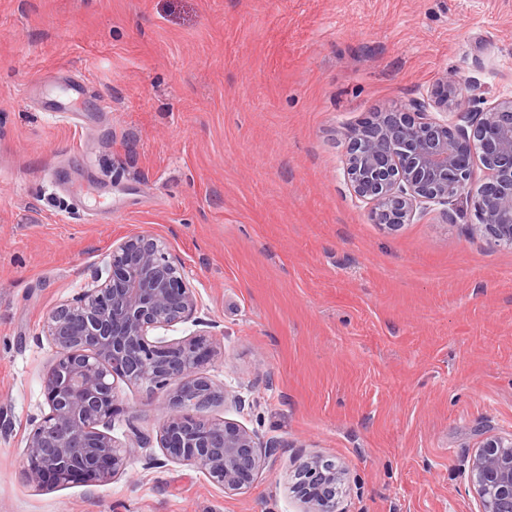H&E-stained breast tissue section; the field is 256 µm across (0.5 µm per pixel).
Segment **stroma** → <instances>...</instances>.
<instances>
[{
  "mask_svg": "<svg viewBox=\"0 0 512 512\" xmlns=\"http://www.w3.org/2000/svg\"><path fill=\"white\" fill-rule=\"evenodd\" d=\"M78 75L107 112L25 88ZM512 98V0H0V512H299L306 457L345 466L346 512H477L459 468L512 433V247L473 207L375 224L346 132L426 98ZM163 238L220 342L201 375L273 455L229 495L156 437L167 393L119 384L112 434L150 440L110 484L37 489L38 334L114 241Z\"/></svg>",
  "mask_w": 512,
  "mask_h": 512,
  "instance_id": "35a3bbf8",
  "label": "stroma"
}]
</instances>
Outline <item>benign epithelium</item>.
<instances>
[{"label":"benign epithelium","instance_id":"benign-epithelium-1","mask_svg":"<svg viewBox=\"0 0 512 512\" xmlns=\"http://www.w3.org/2000/svg\"><path fill=\"white\" fill-rule=\"evenodd\" d=\"M463 79L442 73L429 99L410 103L455 116L416 121L400 110L379 109L345 138V180L354 197L370 206L377 224L395 229L434 205L461 198L477 210L476 229L512 246V98L487 107L464 95ZM479 157L486 181L469 196L472 160ZM199 298L184 267L164 240L148 233L123 237L91 285L53 308L41 335L52 349L43 378L47 410L26 438L22 472L36 489L76 479L106 485L126 471L147 444L112 435L117 382L150 390L174 386L159 428V447L174 461L193 464L228 494L247 489L269 450L257 432L234 422L205 420L199 412L222 399L242 400L198 375L214 352L205 335L168 340L158 334L185 321ZM479 512H512V435L482 438L463 469ZM300 512H343L338 493L348 481L342 467L313 456L295 475Z\"/></svg>","mask_w":512,"mask_h":512}]
</instances>
